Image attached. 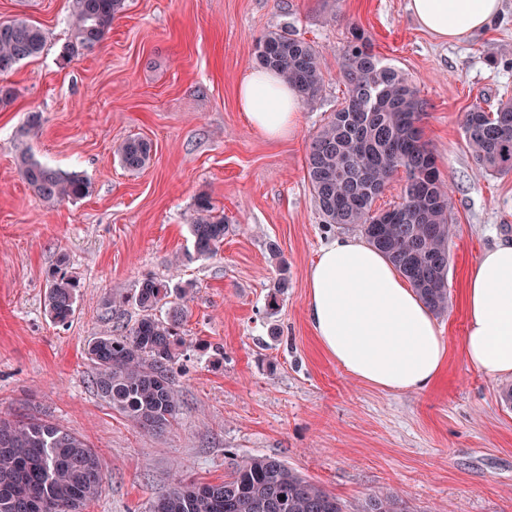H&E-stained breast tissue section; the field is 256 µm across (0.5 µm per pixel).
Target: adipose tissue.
Wrapping results in <instances>:
<instances>
[{
	"mask_svg": "<svg viewBox=\"0 0 512 512\" xmlns=\"http://www.w3.org/2000/svg\"><path fill=\"white\" fill-rule=\"evenodd\" d=\"M502 0H409L419 25L441 42L489 27ZM238 101L272 140L291 134L302 101L276 73L249 69ZM307 312L321 348L348 373L375 386L416 391L440 377L448 348L429 310L389 260L354 237L332 240L307 275ZM462 353L471 369L512 379V240L485 250L465 288Z\"/></svg>",
	"mask_w": 512,
	"mask_h": 512,
	"instance_id": "adipose-tissue-1",
	"label": "adipose tissue"
}]
</instances>
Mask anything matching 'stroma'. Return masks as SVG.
Instances as JSON below:
<instances>
[{"instance_id":"obj_1","label":"stroma","mask_w":512,"mask_h":512,"mask_svg":"<svg viewBox=\"0 0 512 512\" xmlns=\"http://www.w3.org/2000/svg\"><path fill=\"white\" fill-rule=\"evenodd\" d=\"M408 0H126L100 47L67 62L72 0H0V22L25 17L43 53L0 74L16 96L0 106V415L45 416L97 451L105 476L86 512H147L181 477L222 481L236 460L273 456L362 512L397 493L409 512H512V407L507 383L461 353L463 291L480 255L512 239V173L480 172L461 122L472 104L512 98V0L486 30L440 43ZM427 102L424 137L452 189L449 347L439 380L384 390L347 373L306 316L307 272L354 224L321 223L306 175L313 134L343 99L338 80L351 26ZM290 27L323 54L324 84L294 134L272 141L238 106L236 87L270 31ZM42 123L20 136L29 113ZM139 136L149 164L126 170L117 146ZM92 183L89 196L47 202L21 179L17 156ZM207 195L229 232L196 256L189 225ZM287 262L288 289L267 296ZM77 277L76 314L54 324L46 280L59 260ZM147 276L189 285L174 366L182 408L166 432H140L98 394L85 354L94 336L130 328L127 303Z\"/></svg>"}]
</instances>
